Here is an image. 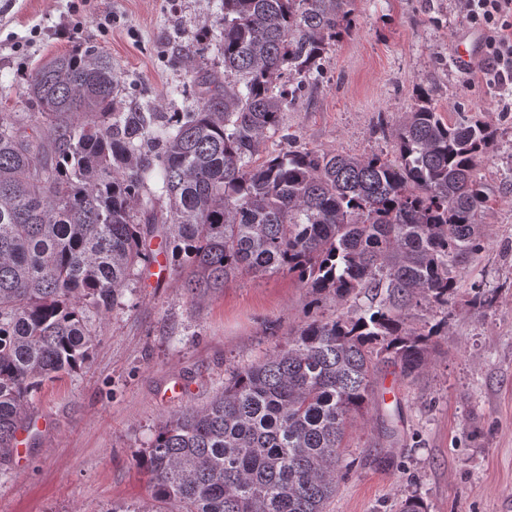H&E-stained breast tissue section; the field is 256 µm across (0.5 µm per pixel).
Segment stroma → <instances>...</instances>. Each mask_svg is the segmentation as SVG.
Returning a JSON list of instances; mask_svg holds the SVG:
<instances>
[{"instance_id": "35a3bbf8", "label": "stroma", "mask_w": 512, "mask_h": 512, "mask_svg": "<svg viewBox=\"0 0 512 512\" xmlns=\"http://www.w3.org/2000/svg\"><path fill=\"white\" fill-rule=\"evenodd\" d=\"M222 0H0V112L26 107V76L41 59L91 44L112 58L127 102L181 112L196 88L181 60L220 59ZM457 0H357L321 77L284 112L263 154L280 149L377 154L396 160L392 131L424 88L445 121L481 120L495 144L478 167L491 192L481 251L456 268L455 314L431 369L410 382L390 375L386 401L397 442L380 447L371 416L347 429L355 466L330 512H399L409 496L429 512H500L512 499V112L486 85L480 64L460 70L451 46L466 30ZM103 323L92 359L45 385L28 426L0 458V512H105L146 505L135 465L155 427L186 404H204L234 366L284 342L310 296L286 275H243L192 300L178 268L160 281L134 278ZM492 289L473 308L474 287ZM186 387L171 396L173 386Z\"/></svg>"}]
</instances>
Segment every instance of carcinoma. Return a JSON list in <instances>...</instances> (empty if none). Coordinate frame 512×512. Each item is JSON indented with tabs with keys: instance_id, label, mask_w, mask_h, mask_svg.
Here are the masks:
<instances>
[{
	"instance_id": "cac0c4a2",
	"label": "carcinoma",
	"mask_w": 512,
	"mask_h": 512,
	"mask_svg": "<svg viewBox=\"0 0 512 512\" xmlns=\"http://www.w3.org/2000/svg\"><path fill=\"white\" fill-rule=\"evenodd\" d=\"M356 0H224V71L185 112L119 98L112 57L58 53L27 77L26 112L0 113V452L30 396L82 369L91 314L118 304L152 239L196 301L239 275L286 273L360 312L311 319L166 419L136 458L153 512H329L356 414L378 374L415 381L455 305L453 269L482 249L493 142L417 94L396 162L287 150L253 164L320 73ZM441 318L409 322L421 305Z\"/></svg>"
}]
</instances>
